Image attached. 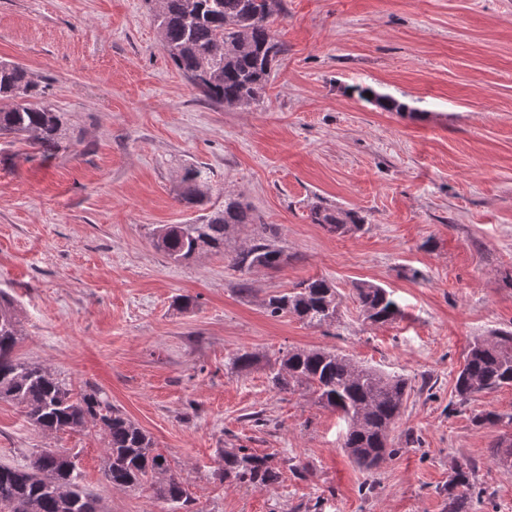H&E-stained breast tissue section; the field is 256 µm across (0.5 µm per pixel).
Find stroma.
Listing matches in <instances>:
<instances>
[{"label": "stroma", "mask_w": 512, "mask_h": 512, "mask_svg": "<svg viewBox=\"0 0 512 512\" xmlns=\"http://www.w3.org/2000/svg\"><path fill=\"white\" fill-rule=\"evenodd\" d=\"M273 28L286 52L263 103L224 108L173 65L147 0H0V61L37 75L73 132L47 158L0 139L14 354L74 394L106 392L190 501L112 487L96 428L47 434L3 400L0 463L65 450L104 512H448V481L467 462L482 512H512V467L491 458L512 436V387L463 405L454 392L469 344L512 329V0H282ZM361 87L409 109L383 111ZM189 166L210 171L215 205L242 197L277 226L286 265L232 268L245 228L190 261L154 248V227L198 215L177 199ZM319 200L358 212L362 228L312 223ZM317 277L336 286V323L269 315L270 295ZM364 282L392 291L395 320H365ZM291 348L407 379L379 468L342 451L335 410L273 389L269 367ZM246 352L257 362L237 370ZM486 412L501 422L476 423ZM232 448L269 457L278 483L221 480Z\"/></svg>", "instance_id": "stroma-1"}]
</instances>
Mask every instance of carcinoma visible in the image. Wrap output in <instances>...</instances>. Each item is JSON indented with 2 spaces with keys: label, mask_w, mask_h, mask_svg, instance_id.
<instances>
[{
  "label": "carcinoma",
  "mask_w": 512,
  "mask_h": 512,
  "mask_svg": "<svg viewBox=\"0 0 512 512\" xmlns=\"http://www.w3.org/2000/svg\"><path fill=\"white\" fill-rule=\"evenodd\" d=\"M153 21L174 66L215 105L249 107L263 99L269 78L284 46L276 40L271 18L280 0H148ZM367 88L359 89L366 97ZM371 93V92H369ZM371 100L395 112L409 110L390 96L371 93ZM0 136L20 139L33 151L50 156L68 141L62 113L47 100L33 74L20 64L0 61ZM210 173L188 167L181 178L179 201L203 211L194 224L164 225L155 230V248L175 261L203 254L224 253V243L236 227L248 224L251 238L234 250L233 268L245 272L275 269L288 261L273 244L278 231L264 224L237 198L224 199V208L210 206ZM311 223L332 233L359 228L364 218L323 202L310 212ZM356 300L372 324L393 321L400 307L392 294L373 284L355 288ZM266 309L273 317L291 314L310 326L336 322L338 302L334 284L325 278L303 281L287 293L272 295ZM21 330L14 301L0 289V400L22 408L28 422L50 434L84 429L88 424L105 435L103 471L118 488L148 484L156 499L170 504L188 502L185 482L172 472L168 459L156 452L146 432L108 398L92 392L76 399L48 367L22 362L14 356ZM273 388L311 391L324 405L340 413L348 429L341 449L369 472L385 456L392 426L399 419L410 389L408 381L363 366L334 350L290 349L279 367L272 368ZM512 387V331H495L474 340L455 382L460 403L474 396ZM44 452L24 466L0 464V512H102L96 496L84 490L74 461L56 469L42 463ZM493 460L512 467V438L499 439ZM224 480L261 487L279 479L268 458L236 448L224 452ZM481 494L475 491L466 467L460 465L448 482V512H479Z\"/></svg>",
  "instance_id": "carcinoma-1"
}]
</instances>
